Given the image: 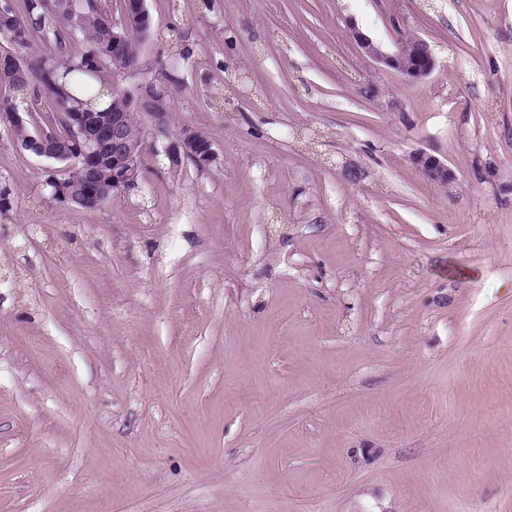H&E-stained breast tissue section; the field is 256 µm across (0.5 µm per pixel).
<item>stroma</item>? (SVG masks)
<instances>
[{"instance_id": "stroma-1", "label": "stroma", "mask_w": 512, "mask_h": 512, "mask_svg": "<svg viewBox=\"0 0 512 512\" xmlns=\"http://www.w3.org/2000/svg\"><path fill=\"white\" fill-rule=\"evenodd\" d=\"M146 4L107 82L199 52L138 189L53 201L0 119V512H512V0ZM354 36L369 57L377 60L389 69L401 72L411 81H421L428 77L434 70L435 58L430 44L425 39L417 37L414 41L418 58L423 60V65L421 67L411 68L402 72L399 68L403 63V55L405 54L404 43H407L412 39L401 43L396 52L387 54L382 52L381 49L372 42V40L361 32H355ZM201 132L192 128L183 129L179 135L164 147V153L172 167H178L185 157H194L201 164L211 160L212 148ZM412 161L429 181L437 185L446 187L455 180V175L448 167L447 161L434 155L420 152L413 156Z\"/></svg>"}]
</instances>
